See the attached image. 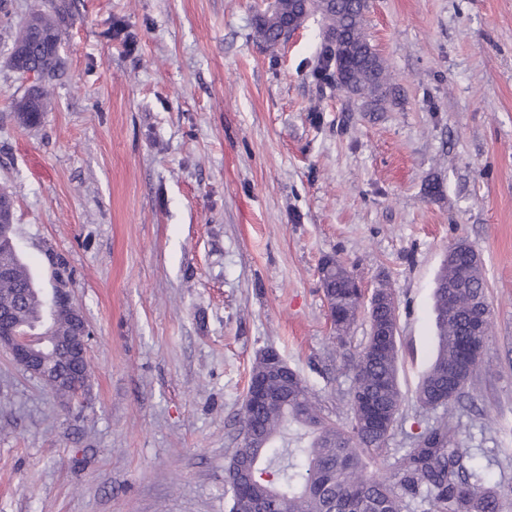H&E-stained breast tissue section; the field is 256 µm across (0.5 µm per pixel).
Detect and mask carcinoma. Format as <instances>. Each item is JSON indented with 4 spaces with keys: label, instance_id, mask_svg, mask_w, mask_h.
Wrapping results in <instances>:
<instances>
[{
    "label": "carcinoma",
    "instance_id": "carcinoma-1",
    "mask_svg": "<svg viewBox=\"0 0 512 512\" xmlns=\"http://www.w3.org/2000/svg\"><path fill=\"white\" fill-rule=\"evenodd\" d=\"M272 13L259 19L261 40L275 46L284 35L278 19L288 16V0H275ZM308 9L328 21L317 78L337 83L336 66L344 61L351 95L363 100L370 111L378 112L395 103L391 74L379 55L363 64L356 56L367 48L364 28L366 0H310ZM65 5L54 6V13L32 11L19 30L15 43L25 46L28 60L37 65L42 45L60 40V13ZM23 100L15 103L19 120L26 124L38 119L46 109L41 101L24 112ZM14 269L12 287L17 294L0 300L11 306L15 299L28 300L20 309V321L32 324L41 318V297L30 292L34 281L22 259L10 255ZM325 277L330 292L325 297L332 312L353 323L363 305V297L348 287L352 273L336 259ZM434 290L436 355L419 383L416 399L425 412L449 408L464 393L480 357L469 349L466 336L475 301L487 292L481 262L471 266L470 276L459 281L458 259L443 262ZM394 299L382 300L369 311L370 326L386 324L394 318ZM399 350L395 347L377 353L362 347L352 365L350 399L353 421L344 429L320 413L305 381L293 370L286 376H270L268 389L285 398L275 400L256 412L243 407L241 447L224 466L225 485L230 494L229 512L240 504L245 493L253 512H410L421 498L430 512H502L496 486L475 463L468 448L451 440L448 423H440L416 436L414 446L392 464L394 481L386 482L368 472V458L386 451L394 430L401 402L398 385ZM370 397L377 402L385 421L381 431L368 428L358 402ZM294 426L306 430L307 445L288 447V432Z\"/></svg>",
    "mask_w": 512,
    "mask_h": 512
}]
</instances>
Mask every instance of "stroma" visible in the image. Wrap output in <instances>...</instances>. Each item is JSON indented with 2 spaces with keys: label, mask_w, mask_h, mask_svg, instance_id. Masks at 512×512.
<instances>
[{
  "label": "stroma",
  "mask_w": 512,
  "mask_h": 512,
  "mask_svg": "<svg viewBox=\"0 0 512 512\" xmlns=\"http://www.w3.org/2000/svg\"><path fill=\"white\" fill-rule=\"evenodd\" d=\"M63 69L40 124L11 108L19 24L0 20V187L22 258L59 257L94 336L62 403L0 348V512H227L257 352L276 349L325 417L350 426L359 312L338 341L319 268L342 261L398 306L402 402L386 458L437 425L418 383L436 350L448 248L479 254L491 315L451 426L512 512V0H369L395 80L369 112L315 71L320 15L269 48L254 0H67ZM122 21L132 46L109 31Z\"/></svg>",
  "instance_id": "obj_1"
}]
</instances>
